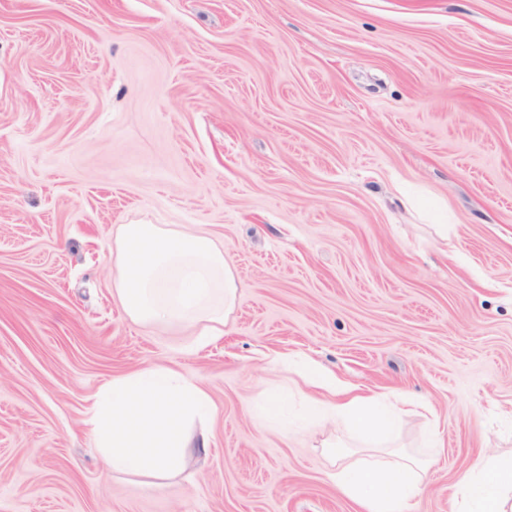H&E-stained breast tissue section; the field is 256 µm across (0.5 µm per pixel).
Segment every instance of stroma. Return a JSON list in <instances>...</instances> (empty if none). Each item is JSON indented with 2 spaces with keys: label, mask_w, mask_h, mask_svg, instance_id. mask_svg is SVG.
I'll return each mask as SVG.
<instances>
[{
  "label": "stroma",
  "mask_w": 512,
  "mask_h": 512,
  "mask_svg": "<svg viewBox=\"0 0 512 512\" xmlns=\"http://www.w3.org/2000/svg\"><path fill=\"white\" fill-rule=\"evenodd\" d=\"M117 224L210 232L223 336L125 314ZM278 353L412 401L409 512L512 455V0H0V512H359ZM157 362L214 414L177 476L110 471L88 409Z\"/></svg>",
  "instance_id": "obj_1"
}]
</instances>
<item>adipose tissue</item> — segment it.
<instances>
[{
    "mask_svg": "<svg viewBox=\"0 0 512 512\" xmlns=\"http://www.w3.org/2000/svg\"><path fill=\"white\" fill-rule=\"evenodd\" d=\"M117 259L113 281L122 309L136 321L165 325L204 323V336L224 333L235 300L236 278L224 251L204 231L182 224H119L112 231ZM306 381L326 398L307 399V413L352 423L365 440L388 438L404 414L383 393L337 388L323 369L309 365ZM435 459L394 448L332 471L331 479L363 512H407ZM453 512H512V460L484 458L458 478Z\"/></svg>",
    "mask_w": 512,
    "mask_h": 512,
    "instance_id": "obj_1",
    "label": "adipose tissue"
}]
</instances>
